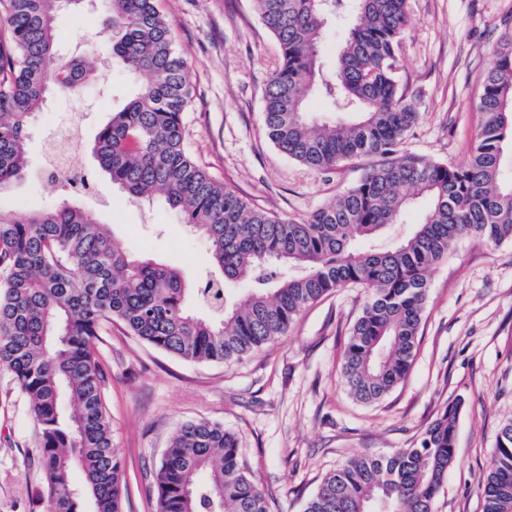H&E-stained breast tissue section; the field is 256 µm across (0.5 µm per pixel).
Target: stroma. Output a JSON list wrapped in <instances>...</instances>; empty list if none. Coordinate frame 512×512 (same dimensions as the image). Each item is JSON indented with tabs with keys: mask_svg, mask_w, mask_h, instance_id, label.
Masks as SVG:
<instances>
[{
	"mask_svg": "<svg viewBox=\"0 0 512 512\" xmlns=\"http://www.w3.org/2000/svg\"><path fill=\"white\" fill-rule=\"evenodd\" d=\"M187 61L193 97L186 114L192 157L251 206L297 222L350 188L363 172L354 160L329 173L281 154L262 121L267 76L279 49L254 0H159ZM106 0H80L56 22L63 56L81 54L100 28ZM411 21L399 51V75L420 116L408 153L463 164L480 130L476 103L492 52L512 31V0H409ZM79 100L53 91L27 129L32 167L47 145L78 118L73 166L92 170L84 144L128 91L125 75L98 55ZM60 187L30 176L0 191V216L51 209ZM87 208L134 256L149 255L185 278L205 271L204 239L167 207L130 202L110 181L83 193ZM367 297L338 289L307 309L280 337L235 363L187 362L138 341L121 324L99 343L114 446L125 466V512H155L147 488L176 427L206 419L240 441L243 463L270 498L271 512H303L323 475L364 452L411 446L444 403L463 398L456 462L436 512H483L480 487L493 469L500 427L512 419V241L495 247L462 238L430 274L417 355L405 380L365 405L349 393L341 361ZM35 448L27 401L0 372V512H30Z\"/></svg>",
	"mask_w": 512,
	"mask_h": 512,
	"instance_id": "35a3bbf8",
	"label": "stroma"
}]
</instances>
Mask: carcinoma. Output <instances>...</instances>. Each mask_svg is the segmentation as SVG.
<instances>
[{"instance_id":"1","label":"carcinoma","mask_w":512,"mask_h":512,"mask_svg":"<svg viewBox=\"0 0 512 512\" xmlns=\"http://www.w3.org/2000/svg\"><path fill=\"white\" fill-rule=\"evenodd\" d=\"M112 65L130 92L91 146L98 170L133 202L163 196L207 242L206 274L187 287L178 270L134 259L97 215L71 198L53 209L0 217V370L27 400L40 464L32 512H124L122 459L113 448L98 343L120 322L143 343L188 362H230L288 333L313 303L347 285L368 290L343 353L342 375L363 404L409 373L433 268L464 237L512 241V32L504 34L477 105L481 131L462 165L401 152L419 112L398 77L407 0H255L278 44L263 122L273 145L315 171L367 159L343 195L295 222L255 209L213 180L186 144L192 87L157 0H107ZM60 0H0V189L29 176L26 130L54 89L84 85L98 42L58 57ZM349 19L335 69L321 62L323 28ZM339 121L314 125L308 101ZM427 209L386 248L372 242L411 204ZM247 284L237 298L229 289ZM464 400L445 404L418 441L362 454L327 473L304 512H435L455 461ZM81 472L82 481L75 480ZM156 512H269L220 423L175 430L150 489ZM483 512H512V419L499 430Z\"/></svg>"}]
</instances>
